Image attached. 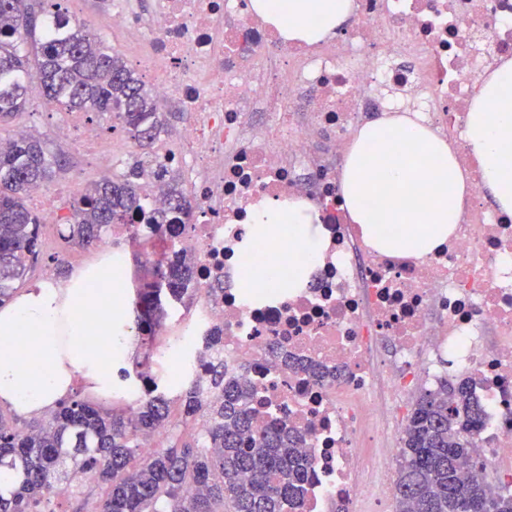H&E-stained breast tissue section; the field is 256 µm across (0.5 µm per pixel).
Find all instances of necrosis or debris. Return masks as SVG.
Listing matches in <instances>:
<instances>
[{"instance_id": "obj_1", "label": "necrosis or debris", "mask_w": 512, "mask_h": 512, "mask_svg": "<svg viewBox=\"0 0 512 512\" xmlns=\"http://www.w3.org/2000/svg\"><path fill=\"white\" fill-rule=\"evenodd\" d=\"M109 2L113 30L149 42L138 64L155 97L187 115L176 143L141 160L145 212L167 209L159 187L174 170L195 212L149 244L195 274L191 310L173 305L156 329L157 360L205 391L209 360H223L247 382L257 427L302 434L305 512L386 500L398 473L375 443L403 431L406 396L445 366L470 379L483 407L471 477L512 476V216L484 206L465 146L478 84L512 57V0H354L355 25L313 45L285 43L247 0H159L150 17ZM383 89L389 111H411L448 141L472 187L448 241L419 259L369 247L342 197L341 166ZM73 136L93 145L101 171L136 149L114 151L92 122ZM274 198L311 205L326 232L321 257L304 287L242 288L247 217ZM213 329L223 336L215 352L205 345Z\"/></svg>"}]
</instances>
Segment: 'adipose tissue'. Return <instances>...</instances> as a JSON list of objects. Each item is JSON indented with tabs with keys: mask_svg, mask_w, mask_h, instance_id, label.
I'll list each match as a JSON object with an SVG mask.
<instances>
[{
	"mask_svg": "<svg viewBox=\"0 0 512 512\" xmlns=\"http://www.w3.org/2000/svg\"><path fill=\"white\" fill-rule=\"evenodd\" d=\"M249 6L289 41L315 43L344 31L353 0H250ZM468 146L478 159L482 190L512 215V58L484 78L468 117ZM343 197L352 223L375 250L420 257L459 224L466 182L447 142L407 117L366 122L343 168ZM302 201H267L249 216L252 241L278 247L303 241L310 256L322 245ZM75 272L69 283L42 281L0 308V406L40 414L84 385L102 396L124 390L117 369L136 354L128 327V295L112 286L111 272L97 287Z\"/></svg>",
	"mask_w": 512,
	"mask_h": 512,
	"instance_id": "1",
	"label": "adipose tissue"
}]
</instances>
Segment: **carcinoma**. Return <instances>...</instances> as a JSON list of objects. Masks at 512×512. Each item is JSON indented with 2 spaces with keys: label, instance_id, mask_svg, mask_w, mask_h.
I'll list each match as a JSON object with an SVG mask.
<instances>
[{
  "label": "carcinoma",
  "instance_id": "1",
  "mask_svg": "<svg viewBox=\"0 0 512 512\" xmlns=\"http://www.w3.org/2000/svg\"><path fill=\"white\" fill-rule=\"evenodd\" d=\"M38 94L67 112L113 113L128 137L147 149L166 126L156 98L138 73L93 32L70 23L53 0H0V119ZM61 161L35 135L0 151V305L16 294L41 257L38 215L29 188L51 179ZM170 208L190 218L179 182H165ZM140 164L118 178L90 183L75 200L67 240L98 245L114 224L146 219L156 232L166 212L146 218ZM137 288L145 385L135 416L94 402L81 391L28 425L0 409V468L15 481L0 488V512H303L309 460L300 435L272 424L257 430L249 390L209 364L211 396L192 382L162 388L148 375L156 345L150 330L163 317L160 289L190 297L193 270L172 259H146ZM483 416L465 379L439 381L411 410L397 482L398 512H512V486L466 480L473 462L470 435ZM168 430L165 447L145 453L138 438ZM104 488L95 495L88 483Z\"/></svg>",
  "mask_w": 512,
  "mask_h": 512
}]
</instances>
